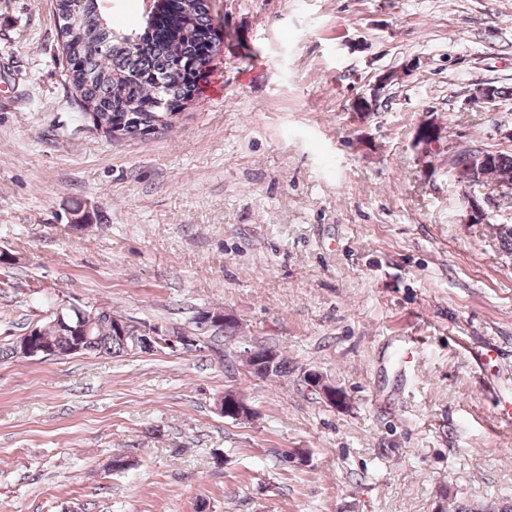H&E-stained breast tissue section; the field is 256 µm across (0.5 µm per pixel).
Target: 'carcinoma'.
Wrapping results in <instances>:
<instances>
[{
  "label": "carcinoma",
  "instance_id": "1",
  "mask_svg": "<svg viewBox=\"0 0 512 512\" xmlns=\"http://www.w3.org/2000/svg\"><path fill=\"white\" fill-rule=\"evenodd\" d=\"M140 23L118 28L99 0H57L59 30L71 84L81 107L107 134L122 128L130 138L172 128L170 111L189 104L198 81L219 51L209 12L210 0H159ZM464 186L496 183L512 189V155L498 151L459 153L452 162ZM114 314L99 308L91 331L87 319L68 314L40 325L56 356L83 353L117 355L136 351L112 325ZM286 361L253 363L254 376L278 377Z\"/></svg>",
  "mask_w": 512,
  "mask_h": 512
}]
</instances>
